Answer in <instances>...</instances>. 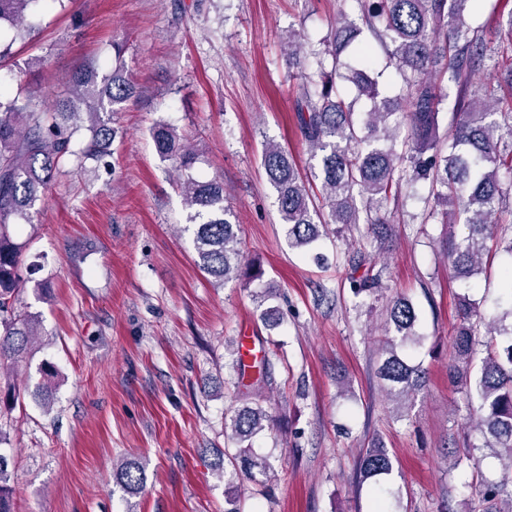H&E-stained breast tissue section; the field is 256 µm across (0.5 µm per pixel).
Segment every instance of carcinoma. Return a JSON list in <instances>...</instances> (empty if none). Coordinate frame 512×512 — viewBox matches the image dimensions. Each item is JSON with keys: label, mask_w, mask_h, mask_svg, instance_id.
I'll return each mask as SVG.
<instances>
[{"label": "carcinoma", "mask_w": 512, "mask_h": 512, "mask_svg": "<svg viewBox=\"0 0 512 512\" xmlns=\"http://www.w3.org/2000/svg\"><path fill=\"white\" fill-rule=\"evenodd\" d=\"M41 0H0V23H9L24 39L34 29L32 14ZM363 25L349 15L321 47L301 35L288 36L284 50L299 79L294 100L296 127L310 158L317 160L313 177L321 181L323 202L316 204L306 189L293 157L276 143L265 144L262 162L276 192L281 223L288 225L289 245L306 251L328 231L331 224H365L380 247L392 242L393 216L386 209L392 189L428 184L427 219L438 224H461L466 233L449 235L443 256L451 276L465 283L482 270L483 257L501 250L512 258V207L503 205L508 194L501 173L512 175V101L496 110L500 101L478 95L473 79L485 68L488 48L465 20L476 0H351ZM385 50L388 64L400 77L405 112L381 96L379 74L372 71L358 46L362 32ZM356 53L354 64L327 71L325 56L337 60L345 52ZM448 75L457 88L450 134L439 135L442 94L434 82L438 73ZM352 83L371 106L355 109L356 101L343 99L337 80ZM135 95V86L115 51L112 70L103 73L94 65L77 70L64 97L47 107L40 92L20 87L14 94L0 93V375L11 371L31 347L37 329L20 308V257L22 246L13 239L12 226L31 221L32 210L45 191L66 173L84 169L87 162L100 163L112 155L119 137L114 122L101 118L114 113ZM410 134L396 144L402 122ZM157 153L173 160L187 172L197 159L192 146L181 143L176 130L166 123L152 129ZM189 209L193 242L200 269L224 283L260 272L242 263L238 224L224 205V183L215 178L198 180L187 174L176 184ZM354 293L375 290L378 277L367 273L351 279ZM512 307L489 322L479 304L462 297L452 342L449 375L477 398L467 427L478 433L487 448H503L512 471ZM389 332L380 348L376 376L388 398L401 409L426 384V371L413 361L410 351L421 345L416 331L418 315L413 304L396 299L388 310ZM486 323L484 339L478 325ZM271 423L258 404L239 410L224 422L225 440L235 453L224 452L213 466L233 483L260 474L275 477L268 458L253 450L252 439ZM393 461L380 438L371 441L359 456L358 484H367L379 499L392 494L388 487ZM114 482L136 495L145 474L136 459L124 460L114 469ZM512 475L498 483L486 481L478 470L464 487L477 498L481 512H512V498L500 496ZM0 512H15L9 486L8 460L0 454Z\"/></svg>", "instance_id": "1"}]
</instances>
